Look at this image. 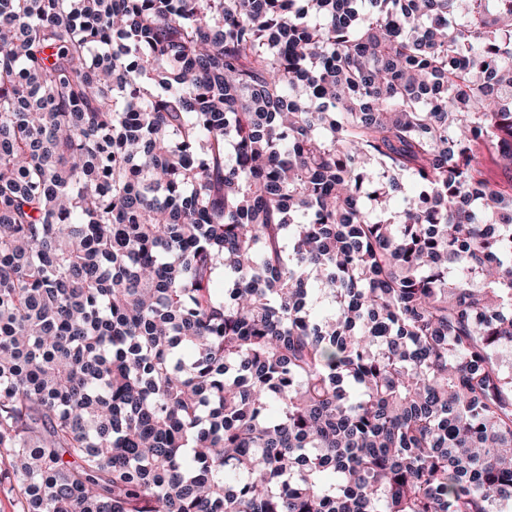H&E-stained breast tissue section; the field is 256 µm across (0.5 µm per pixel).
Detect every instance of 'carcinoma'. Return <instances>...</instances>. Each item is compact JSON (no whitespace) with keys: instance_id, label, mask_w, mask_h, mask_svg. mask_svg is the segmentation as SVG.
Here are the masks:
<instances>
[{"instance_id":"carcinoma-1","label":"carcinoma","mask_w":512,"mask_h":512,"mask_svg":"<svg viewBox=\"0 0 512 512\" xmlns=\"http://www.w3.org/2000/svg\"><path fill=\"white\" fill-rule=\"evenodd\" d=\"M486 153L512 0H0L22 512H505Z\"/></svg>"}]
</instances>
